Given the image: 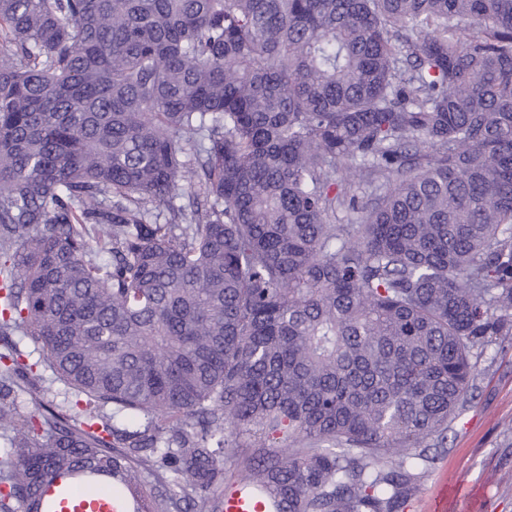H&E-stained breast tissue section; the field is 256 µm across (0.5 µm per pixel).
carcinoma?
Masks as SVG:
<instances>
[{
  "label": "carcinoma",
  "mask_w": 512,
  "mask_h": 512,
  "mask_svg": "<svg viewBox=\"0 0 512 512\" xmlns=\"http://www.w3.org/2000/svg\"><path fill=\"white\" fill-rule=\"evenodd\" d=\"M0 336V512H395L512 336V0H0ZM26 380L34 381L38 385L47 389L45 395L46 400L53 401L54 404H58L60 406H70L68 401L72 398L71 394L66 393L63 384L57 381L50 370L41 366L33 367V372L27 374L26 377H23L22 379H17V383L24 385ZM224 512H266L261 502L241 491L224 496Z\"/></svg>",
  "instance_id": "carcinoma-1"
}]
</instances>
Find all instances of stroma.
<instances>
[{
  "label": "stroma",
  "mask_w": 512,
  "mask_h": 512,
  "mask_svg": "<svg viewBox=\"0 0 512 512\" xmlns=\"http://www.w3.org/2000/svg\"><path fill=\"white\" fill-rule=\"evenodd\" d=\"M458 484L448 512H512V346L488 348L471 396L448 433L435 467L415 478L401 512H434L442 483Z\"/></svg>",
  "instance_id": "1"
}]
</instances>
